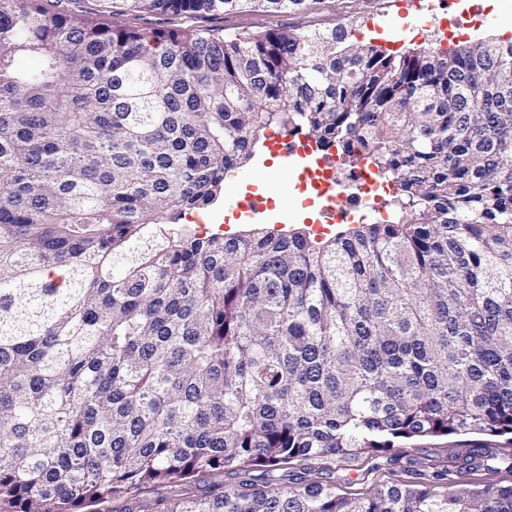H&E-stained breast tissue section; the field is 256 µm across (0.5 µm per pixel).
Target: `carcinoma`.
Returning <instances> with one entry per match:
<instances>
[{"label":"carcinoma","mask_w":512,"mask_h":512,"mask_svg":"<svg viewBox=\"0 0 512 512\" xmlns=\"http://www.w3.org/2000/svg\"><path fill=\"white\" fill-rule=\"evenodd\" d=\"M116 1L187 27H116ZM98 2L0 0V512H133L147 487L160 512H512V484L451 477L512 472L488 448L363 497L288 483L512 441V37L401 56L345 25L194 24L305 0ZM290 127L393 182V221L171 227Z\"/></svg>","instance_id":"1"}]
</instances>
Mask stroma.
Segmentation results:
<instances>
[{
	"label": "stroma",
	"instance_id": "35a3bbf8",
	"mask_svg": "<svg viewBox=\"0 0 512 512\" xmlns=\"http://www.w3.org/2000/svg\"><path fill=\"white\" fill-rule=\"evenodd\" d=\"M397 0H306L302 9L279 15L261 11H242L201 18V26L228 33L261 32L271 28H286L299 32L325 30L338 25L354 27L356 37L378 31L398 17ZM512 35V0H486L480 8L479 22L462 36V43L477 39L498 40ZM452 45L444 33L439 17L410 10L402 36L396 41H383V48L401 55L408 52L443 51ZM298 163L279 161L271 156L266 145H259L254 158L236 169L226 185L240 183L239 195L265 197L263 213L243 220L237 219L238 197L222 194L209 207L202 209L209 233L232 236L253 229L267 231L304 229L317 231L321 221L319 203L309 200L299 188ZM487 444L502 458H512V442L506 438L483 439L479 435L432 436L409 443L397 458L382 456L362 458L361 470H339L333 478L341 494L359 496L374 485L401 480L415 481L420 475L431 474L433 468H443L450 455L475 445Z\"/></svg>",
	"mask_w": 512,
	"mask_h": 512
}]
</instances>
